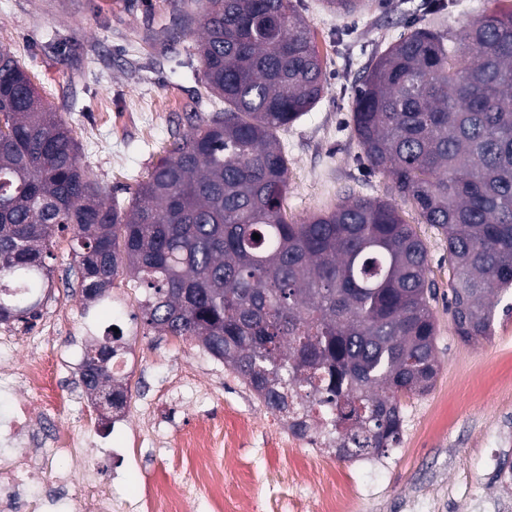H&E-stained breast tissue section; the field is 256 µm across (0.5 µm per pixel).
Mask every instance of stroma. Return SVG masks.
<instances>
[{
  "instance_id": "obj_1",
  "label": "stroma",
  "mask_w": 512,
  "mask_h": 512,
  "mask_svg": "<svg viewBox=\"0 0 512 512\" xmlns=\"http://www.w3.org/2000/svg\"><path fill=\"white\" fill-rule=\"evenodd\" d=\"M428 2L373 0L352 20L326 11L322 0H293L315 34L326 84L320 102L280 134L288 154L289 220L332 208L346 192L390 198L387 180L362 160L351 131L353 86L374 52L398 40L410 23L427 18ZM200 12L198 0H0V49L17 56L39 92L73 127L81 143L78 162L109 199L128 203L137 183L188 128L183 106L202 92L204 78L198 32L181 29L178 20ZM401 212L426 245L429 277L439 293L432 310L440 370L430 392L404 399L400 440L372 455L378 469L368 473L350 460L332 456L316 462L305 459L303 449L281 447L266 427L268 411L230 370L194 341L158 335L136 320L144 290L134 281L118 279L104 299L83 304L73 290L74 241L70 233L57 234L48 261L53 288L41 312L67 310L70 325L53 340L19 346L17 361L35 353L58 364L66 347L85 351L111 326H120L129 396L121 410L95 413L91 427L111 447H123L113 423L122 420L127 430H135L142 405L149 403L164 437L144 445L137 467L89 450L72 471L81 472L89 462L98 465L113 475L112 496L119 501L142 496L151 483L183 482L187 512H211L208 492L188 481L181 446L203 420L215 443L211 463L223 467L229 487L249 489L247 496L228 500L225 512H311L320 465L335 471L337 485L371 483L357 512H411L413 500L428 503V512H448L449 499L474 491L494 494L485 467L488 446L500 433L512 435V294L502 297L491 336L463 342L448 315L444 239L409 206ZM184 371L194 376L193 392L162 396L166 383ZM53 395L71 399L69 406L55 409L54 426L79 428L78 411L92 402L79 370L60 371ZM243 426L252 436L232 465L224 456V432Z\"/></svg>"
}]
</instances>
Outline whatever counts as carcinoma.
Masks as SVG:
<instances>
[{
  "instance_id": "cac0c4a2",
  "label": "carcinoma",
  "mask_w": 512,
  "mask_h": 512,
  "mask_svg": "<svg viewBox=\"0 0 512 512\" xmlns=\"http://www.w3.org/2000/svg\"><path fill=\"white\" fill-rule=\"evenodd\" d=\"M198 54L224 109L186 114L127 207L77 161L80 143L0 49V324L49 298L55 237L76 241L83 299L121 275L144 289V325L199 343L273 414L321 410L337 457L400 439L402 399L436 381V322L422 240L389 201L346 194L290 222L278 133L321 100L325 74L291 0H201ZM456 31L441 15L377 52L356 84L352 131L371 168L448 243V314L465 342L492 334L512 290V5ZM339 16L367 0H324ZM260 239H253V235ZM112 354L82 382L122 408Z\"/></svg>"
}]
</instances>
